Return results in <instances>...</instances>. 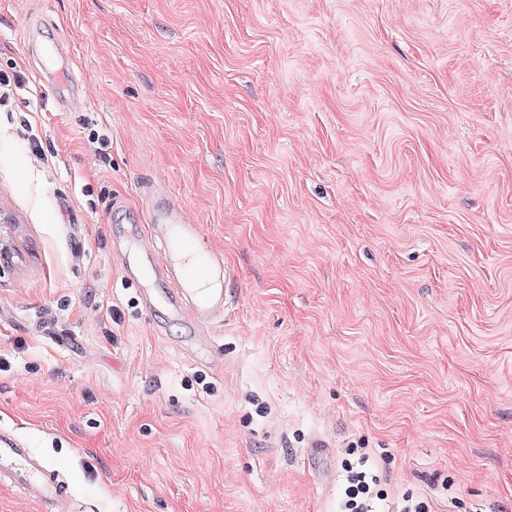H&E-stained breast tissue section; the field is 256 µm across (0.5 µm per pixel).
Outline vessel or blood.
<instances>
[{
	"instance_id": "1",
	"label": "vessel or blood",
	"mask_w": 512,
	"mask_h": 512,
	"mask_svg": "<svg viewBox=\"0 0 512 512\" xmlns=\"http://www.w3.org/2000/svg\"><path fill=\"white\" fill-rule=\"evenodd\" d=\"M201 225L191 223L166 193L154 191L138 233L137 255L145 265L133 278L123 261L125 281L134 282L141 305L165 308L194 329L195 356H211L210 330L224 317V282L229 269L222 252L203 248ZM0 484L14 485L41 512H73L66 487L44 458L26 444L0 434Z\"/></svg>"
}]
</instances>
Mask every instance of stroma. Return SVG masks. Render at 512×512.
Wrapping results in <instances>:
<instances>
[{"mask_svg": "<svg viewBox=\"0 0 512 512\" xmlns=\"http://www.w3.org/2000/svg\"><path fill=\"white\" fill-rule=\"evenodd\" d=\"M0 74V429L82 512H338L352 452L512 512V0H0ZM147 182L221 362L121 282Z\"/></svg>", "mask_w": 512, "mask_h": 512, "instance_id": "obj_1", "label": "stroma"}]
</instances>
